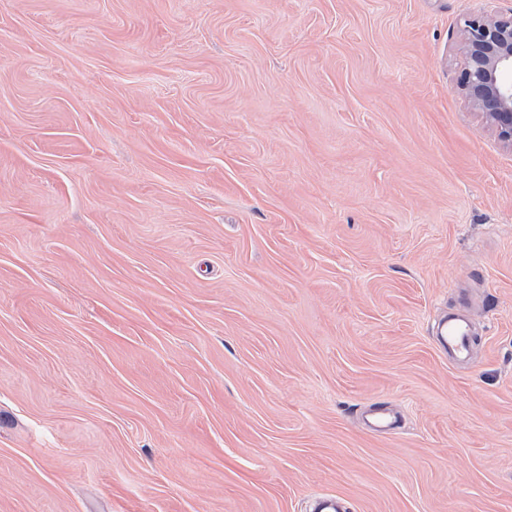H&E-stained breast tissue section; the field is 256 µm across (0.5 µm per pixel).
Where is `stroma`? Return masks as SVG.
Here are the masks:
<instances>
[{"mask_svg": "<svg viewBox=\"0 0 512 512\" xmlns=\"http://www.w3.org/2000/svg\"><path fill=\"white\" fill-rule=\"evenodd\" d=\"M511 10L0 0V512H512ZM463 52L458 78L463 97L512 147V10L466 18ZM469 336L470 330L465 320H449L441 333L443 350L455 360L464 358L469 351Z\"/></svg>", "mask_w": 512, "mask_h": 512, "instance_id": "obj_1", "label": "stroma"}]
</instances>
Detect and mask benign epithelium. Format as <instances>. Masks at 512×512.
Listing matches in <instances>:
<instances>
[{
    "label": "benign epithelium",
    "mask_w": 512,
    "mask_h": 512,
    "mask_svg": "<svg viewBox=\"0 0 512 512\" xmlns=\"http://www.w3.org/2000/svg\"><path fill=\"white\" fill-rule=\"evenodd\" d=\"M463 52V97L512 147V10L465 19Z\"/></svg>",
    "instance_id": "benign-epithelium-1"
}]
</instances>
